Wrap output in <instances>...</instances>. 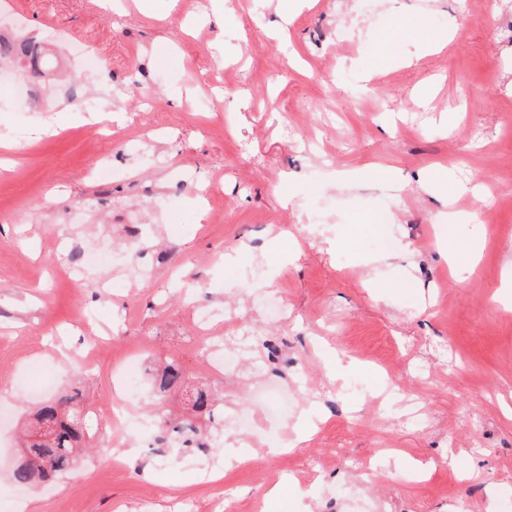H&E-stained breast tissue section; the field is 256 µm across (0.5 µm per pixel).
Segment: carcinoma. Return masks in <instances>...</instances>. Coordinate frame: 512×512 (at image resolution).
Listing matches in <instances>:
<instances>
[{
    "label": "carcinoma",
    "mask_w": 512,
    "mask_h": 512,
    "mask_svg": "<svg viewBox=\"0 0 512 512\" xmlns=\"http://www.w3.org/2000/svg\"><path fill=\"white\" fill-rule=\"evenodd\" d=\"M0 58L8 59L25 70L35 64L36 54L32 41L26 37L0 38ZM190 374L176 363H168L155 370L151 377L154 398L158 400L153 408L152 418L166 427L172 447L181 449L196 434V427L190 420L172 422L160 400L172 391L191 393L187 400L190 409L197 416H213L219 408L218 399L206 387L187 383ZM85 408L74 397L60 398L45 403L26 425L22 460L13 471L14 481L28 485L36 480L48 482L57 475L71 469L88 444L85 424ZM45 424L49 432L35 433L36 425Z\"/></svg>",
    "instance_id": "obj_1"
}]
</instances>
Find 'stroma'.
<instances>
[{"instance_id": "35a3bbf8", "label": "stroma", "mask_w": 512, "mask_h": 512, "mask_svg": "<svg viewBox=\"0 0 512 512\" xmlns=\"http://www.w3.org/2000/svg\"><path fill=\"white\" fill-rule=\"evenodd\" d=\"M124 2L0 0L1 33L52 48L38 78L62 88L56 103L81 115L99 100L116 130L58 127L0 84V512H506L512 308L493 296L512 291V0H316L293 13L235 0L221 19L210 0L151 15ZM229 65L246 79L225 96ZM437 164L463 187L454 200L418 186ZM374 165L404 188L334 178ZM180 172L212 184L214 208ZM447 210L456 221L439 223ZM243 245L249 258L225 263ZM99 251L110 266L87 263ZM273 299L282 317L267 313ZM193 305L249 326L238 374L211 367L224 324L198 335ZM331 350L351 362L354 393L329 388ZM130 358L177 362L223 394L217 420H199L210 449L143 448L111 422V401L149 416L150 379ZM384 363L420 425L377 401ZM265 379L287 386V420L253 401ZM72 391L91 452L54 482L16 484L18 431ZM242 413L255 440L228 424ZM302 421L312 439L267 453L266 435L292 441ZM228 457L245 463L225 469Z\"/></svg>"}]
</instances>
